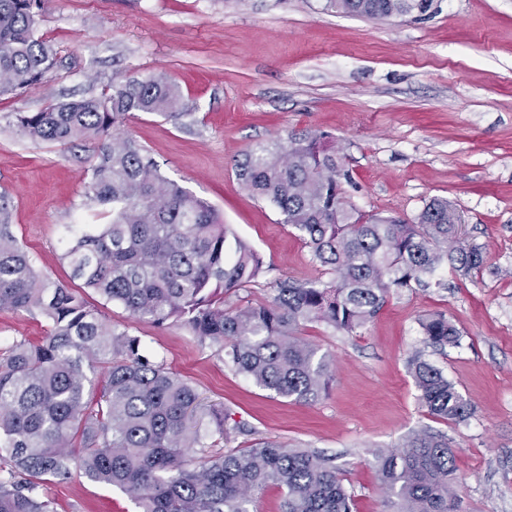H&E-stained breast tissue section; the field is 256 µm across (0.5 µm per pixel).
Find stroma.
<instances>
[{"label": "stroma", "mask_w": 512, "mask_h": 512, "mask_svg": "<svg viewBox=\"0 0 512 512\" xmlns=\"http://www.w3.org/2000/svg\"><path fill=\"white\" fill-rule=\"evenodd\" d=\"M326 0H45L37 35L56 62L40 83L0 96V193L32 264L82 290L103 318L141 337L206 402L246 424L230 447L270 438L333 456L353 512H382L372 463L421 429L447 434L464 512H512V0H434L423 15L385 20L326 10ZM165 74L189 115L129 118L135 138L170 180L211 203L270 271L239 297L268 299L275 278L323 277L297 231L270 201L238 182L234 163L293 130L328 134L346 158L348 201L361 212L413 219L433 198L460 213L482 246L475 277L439 270L437 285L392 296L348 334L310 323L301 337L335 358V380L306 405L277 397L225 366L184 329L159 328L106 302L71 277L64 227L99 223L86 185L97 141L59 145L21 136L14 116L56 101L98 96L126 76ZM445 314L458 346L427 349L472 413L433 418L418 400L407 359L424 348L419 326ZM41 316L0 311V353L38 341ZM40 494L55 512H136L120 491L75 477Z\"/></svg>", "instance_id": "1"}]
</instances>
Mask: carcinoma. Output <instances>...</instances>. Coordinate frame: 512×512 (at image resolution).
<instances>
[{
    "label": "carcinoma",
    "instance_id": "carcinoma-1",
    "mask_svg": "<svg viewBox=\"0 0 512 512\" xmlns=\"http://www.w3.org/2000/svg\"><path fill=\"white\" fill-rule=\"evenodd\" d=\"M433 0H326L367 19L426 12ZM42 0H0V95L42 79L50 45L35 36ZM188 115L166 75L131 77L112 92L16 113L18 131L62 145L100 142L87 198L106 224H85L63 258L72 278L156 327L177 323L259 387L313 403L332 381L334 356L304 342L308 323L351 333L391 296L449 265L483 271L482 248L460 238V217L433 199L409 222L365 214L346 199L349 169L329 137L292 131L235 164L240 184L271 201L300 233L312 260L334 278L275 282L264 302L224 306V295L266 273L262 257L206 200L163 177L133 138L118 131L137 113ZM0 310L37 312L50 323L39 344L25 339L0 355V512H54L36 488L73 475L116 488L138 512H257L264 491L283 490L281 512H352V496L330 458L260 439L219 444L243 431L233 413L202 402L196 387L149 355L140 337L106 322L75 289L36 270L14 234L0 194ZM434 349L459 343L443 313L420 320ZM428 413L463 420L471 406L423 351L407 360ZM103 376L96 385L95 377ZM384 512H462L448 437L423 429L376 455Z\"/></svg>",
    "mask_w": 512,
    "mask_h": 512
}]
</instances>
